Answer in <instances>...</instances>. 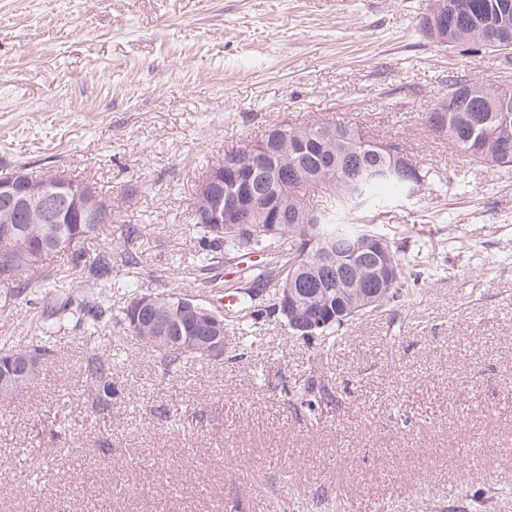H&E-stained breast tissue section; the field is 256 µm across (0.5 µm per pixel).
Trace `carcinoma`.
Masks as SVG:
<instances>
[{"label":"carcinoma","mask_w":512,"mask_h":512,"mask_svg":"<svg viewBox=\"0 0 512 512\" xmlns=\"http://www.w3.org/2000/svg\"><path fill=\"white\" fill-rule=\"evenodd\" d=\"M461 5L457 26L460 28L458 46L467 51H498L476 36L466 37V33L481 22L497 15L499 4L503 0H457ZM422 121L429 130L445 137L450 148L459 152L471 163L489 167L488 158L497 160L496 167H512V115L504 120L500 112L483 110L482 103L476 99L469 101L464 112H426ZM288 137L307 139L320 132H330L335 139L336 171L326 169L327 162L315 150L312 142L301 143L299 163L306 170L305 185L302 190L292 194L288 187H279L272 196L283 198L288 203V213L296 214L306 208V196L309 192L320 190L335 195L336 207L333 210H321L314 221L301 224H279L277 231H271L270 215L261 212L255 216L247 229L241 230L231 224H193L201 241L197 267L210 272L222 266L234 268L237 278L231 287L237 290L239 311L248 312L256 317L268 311L276 314L287 326L292 323L284 315L285 304L283 289L292 281L315 279L314 266L321 261L336 270V248L326 245L327 241L338 240L347 245L362 240L380 245L395 264L392 288L385 306L402 308L419 294L424 280V271L420 264L408 253L406 243L398 242L395 237L377 230L371 224L357 221L360 212L370 203L386 200V192L400 195L408 193L406 182L399 176L371 178L353 190L342 189L338 182L344 174V168L359 163L387 168L393 157L365 144L362 131L346 122L334 124L312 123L304 125H286ZM419 183L417 195L431 196L436 192V175L418 165L411 169ZM101 225L80 224L70 214L65 198H60L53 224H30L24 217L13 219L10 224L0 223V237L10 235L16 240L11 249L0 250V279H14L24 267H29L43 255L50 252L69 251L74 267L83 271L84 280L76 283L78 288H114L112 284V261L137 268L141 264L140 256L128 250L115 254L100 252L90 256L82 244L97 237ZM291 245L285 248V239ZM41 290L43 315L48 325L54 324L57 316L66 313L85 325L90 334H95L112 319V304L108 293L99 292L76 303L71 293L66 291L69 284L52 274L37 279ZM159 300V312L170 320L180 323L183 336L194 333L196 320L178 307L179 297L165 292L155 293ZM269 298L270 305L263 310L256 307L260 298ZM292 304L303 314L317 311L328 322L322 330L316 332L320 338L318 364L301 384L294 383L285 387L288 405L297 414L305 413L316 419L322 407L336 402L333 388L327 374L320 364L342 336L344 326L368 315L366 311L355 312L348 307V299L341 289L336 287V279H331L324 287L316 291L304 290ZM136 337L160 355V363L165 372L170 373L185 358L192 357L202 361L209 357L185 346L172 343L162 346L152 340L136 334ZM86 379L98 391V407L105 410L112 405V359L104 355H92L86 361Z\"/></svg>","instance_id":"carcinoma-1"}]
</instances>
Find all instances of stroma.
Listing matches in <instances>:
<instances>
[{"instance_id": "35a3bbf8", "label": "stroma", "mask_w": 512, "mask_h": 512, "mask_svg": "<svg viewBox=\"0 0 512 512\" xmlns=\"http://www.w3.org/2000/svg\"><path fill=\"white\" fill-rule=\"evenodd\" d=\"M430 4L0 0V170L96 183L112 222L85 251L137 252L155 291L216 304L193 262L196 189L282 122L362 126L450 180L440 207L367 211L429 256L426 286L345 328L320 419L282 390L318 342L274 318L167 376L122 326L70 324L0 404V512H512V168L467 164L421 122L449 76L512 92V65L431 42ZM38 298L0 282V352L38 343ZM94 353L112 359L105 412Z\"/></svg>"}]
</instances>
